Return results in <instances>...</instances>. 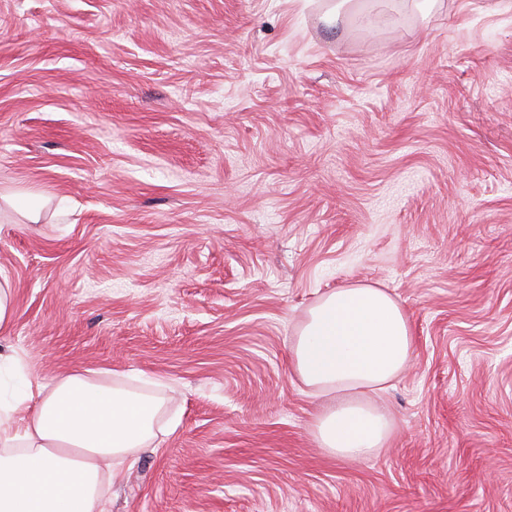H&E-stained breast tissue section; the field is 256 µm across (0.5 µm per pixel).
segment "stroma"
Instances as JSON below:
<instances>
[{
	"label": "stroma",
	"mask_w": 512,
	"mask_h": 512,
	"mask_svg": "<svg viewBox=\"0 0 512 512\" xmlns=\"http://www.w3.org/2000/svg\"><path fill=\"white\" fill-rule=\"evenodd\" d=\"M0 400L163 402L106 512H512V0H0ZM367 284L414 352L341 462L288 345Z\"/></svg>",
	"instance_id": "obj_1"
}]
</instances>
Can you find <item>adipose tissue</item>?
<instances>
[{
    "instance_id": "1",
    "label": "adipose tissue",
    "mask_w": 512,
    "mask_h": 512,
    "mask_svg": "<svg viewBox=\"0 0 512 512\" xmlns=\"http://www.w3.org/2000/svg\"><path fill=\"white\" fill-rule=\"evenodd\" d=\"M414 340L398 302L344 287L307 312L289 344L310 394L331 398L315 416L318 447L340 461L384 447L394 421L368 399L396 379ZM157 400L75 372L39 396L23 426L0 420V512H103L105 478L154 438Z\"/></svg>"
}]
</instances>
